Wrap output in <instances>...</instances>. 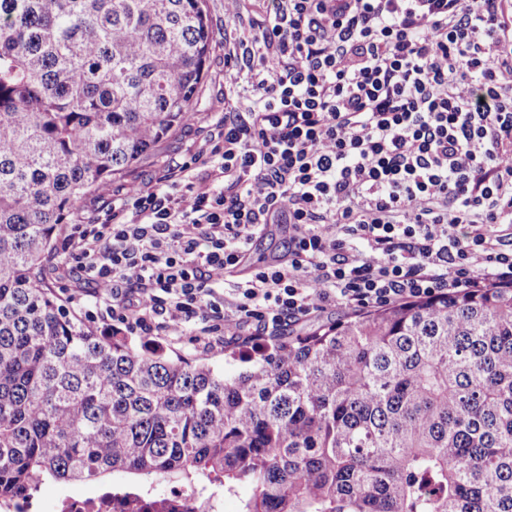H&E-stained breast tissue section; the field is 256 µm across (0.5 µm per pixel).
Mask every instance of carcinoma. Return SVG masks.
Wrapping results in <instances>:
<instances>
[{
  "mask_svg": "<svg viewBox=\"0 0 512 512\" xmlns=\"http://www.w3.org/2000/svg\"><path fill=\"white\" fill-rule=\"evenodd\" d=\"M204 0H0V498L113 472L240 512H512V287L359 312L227 376L101 336L42 266L75 204L194 113Z\"/></svg>",
  "mask_w": 512,
  "mask_h": 512,
  "instance_id": "cac0c4a2",
  "label": "carcinoma"
}]
</instances>
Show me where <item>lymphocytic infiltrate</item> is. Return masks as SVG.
<instances>
[{"label": "lymphocytic infiltrate", "instance_id": "1", "mask_svg": "<svg viewBox=\"0 0 512 512\" xmlns=\"http://www.w3.org/2000/svg\"><path fill=\"white\" fill-rule=\"evenodd\" d=\"M252 93L59 255L155 343H255L332 305L512 285V0H276ZM278 215L288 259L224 276Z\"/></svg>", "mask_w": 512, "mask_h": 512}]
</instances>
